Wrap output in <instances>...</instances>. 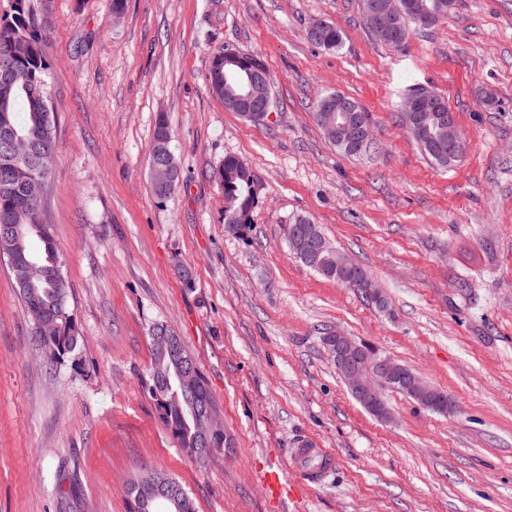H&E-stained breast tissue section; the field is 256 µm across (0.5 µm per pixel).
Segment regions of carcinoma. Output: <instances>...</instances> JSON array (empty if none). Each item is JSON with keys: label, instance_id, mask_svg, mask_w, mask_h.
I'll return each mask as SVG.
<instances>
[{"label": "carcinoma", "instance_id": "1", "mask_svg": "<svg viewBox=\"0 0 512 512\" xmlns=\"http://www.w3.org/2000/svg\"><path fill=\"white\" fill-rule=\"evenodd\" d=\"M44 0H12L11 13L0 20V60L9 56L11 77L0 81V128L11 127L40 148L33 164L0 160V255L9 260L15 287L33 326L36 345L43 351L46 364L54 366L66 358L76 357L83 336L69 310L66 274L53 275L49 267L63 264L53 236L52 225H35L36 209L19 187L32 177L50 180L57 157L55 119L48 108L47 76L50 68L48 41L43 22ZM437 3L441 13L448 12V0H403L401 43L410 35V25L418 23L417 7ZM213 50L209 64V84L212 93L222 99L224 89H236L231 81L224 86V51ZM266 69L257 54H241L236 60L237 75L251 69ZM171 136L164 117H159L154 131L150 166H169L179 170L170 149ZM224 186V223L240 233L248 228L249 214L255 204L251 172L238 157L227 155L218 170ZM324 245L321 255L323 270L318 275L336 280V254L339 250L314 225ZM185 366L167 350H152L146 390L156 402L164 427L190 459L199 464L224 450V432L215 433L213 449L207 450L203 425L206 414L215 408L213 396L203 374L196 385L186 386ZM128 512H155L144 502L153 503L167 496L174 504L167 512H197L194 499L175 478L157 471H143L127 486Z\"/></svg>", "mask_w": 512, "mask_h": 512}]
</instances>
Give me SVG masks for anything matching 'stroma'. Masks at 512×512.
<instances>
[{
    "label": "stroma",
    "mask_w": 512,
    "mask_h": 512,
    "mask_svg": "<svg viewBox=\"0 0 512 512\" xmlns=\"http://www.w3.org/2000/svg\"><path fill=\"white\" fill-rule=\"evenodd\" d=\"M360 4L125 0L118 16L112 0H49L45 221L84 341L46 365L0 257V512H128V483L151 469L198 512H512V0H456L399 50ZM318 20L340 47L308 39ZM221 45L266 63L270 119L245 121L211 93ZM417 88L447 98L459 162L439 167L402 125ZM329 93L368 112L369 152L343 155L315 125ZM161 115L181 169L163 200L149 167ZM228 155L257 195L241 233L224 222ZM300 216L369 270L387 310L292 255ZM156 324L196 360L231 456L197 464L161 423L145 390ZM336 331L410 366L456 413L391 392L394 422L370 415L323 343ZM306 441L335 456L318 485L287 467ZM273 465L291 496L265 494Z\"/></svg>",
    "instance_id": "1"
}]
</instances>
